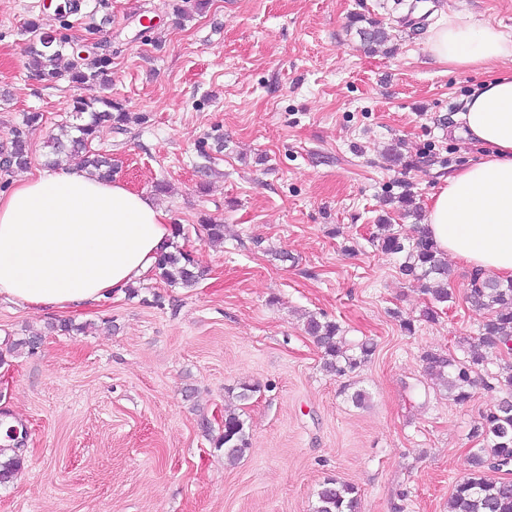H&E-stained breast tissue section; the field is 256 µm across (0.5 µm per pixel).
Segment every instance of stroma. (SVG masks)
Here are the masks:
<instances>
[{"mask_svg": "<svg viewBox=\"0 0 512 512\" xmlns=\"http://www.w3.org/2000/svg\"><path fill=\"white\" fill-rule=\"evenodd\" d=\"M86 3L112 56L106 86L35 77L27 23L60 22L46 0H0V146L42 113L29 133L36 171L74 98L145 115L99 147L132 189L168 185L157 201L202 274L190 288L149 277L137 296L71 315L69 332L0 300V415L27 429L0 512H312L327 478L357 488L360 512H448L471 428L500 392L480 385L456 404L422 357H464L484 316L465 299L470 269L453 260L454 299L426 320L429 296L373 236L384 216L412 235L476 153L451 124L483 75L438 63L430 29L462 16L512 37V0H430L420 13L396 0H210L187 17L181 0ZM358 16L384 25L386 45L364 48ZM218 132L223 152L202 155ZM405 191L417 216L388 203ZM206 217L223 222V242L205 241ZM311 315L373 342V355L346 376L326 372L304 330ZM32 332L33 350L21 344ZM243 383L255 387L246 402ZM230 408L249 431L232 465L200 427Z\"/></svg>", "mask_w": 512, "mask_h": 512, "instance_id": "35a3bbf8", "label": "stroma"}]
</instances>
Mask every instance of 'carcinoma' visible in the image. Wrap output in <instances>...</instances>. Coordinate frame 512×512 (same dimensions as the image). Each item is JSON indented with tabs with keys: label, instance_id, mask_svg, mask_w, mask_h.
I'll use <instances>...</instances> for the list:
<instances>
[{
	"label": "carcinoma",
	"instance_id": "1",
	"mask_svg": "<svg viewBox=\"0 0 512 512\" xmlns=\"http://www.w3.org/2000/svg\"><path fill=\"white\" fill-rule=\"evenodd\" d=\"M83 0H59L56 16L62 21V28L70 27L66 19L81 12ZM31 38L22 49L28 67L41 79L53 81L59 77L56 63L63 50H69L68 77L75 84L105 80L112 69V57L95 49L92 44H79L67 35L46 39L37 20L27 23ZM357 34L366 48H373L387 40L385 28L377 21H370L357 29ZM72 112L80 119L78 123L62 124L58 134L51 137L53 159L48 165L57 167L61 158L102 179H112L115 167L112 157L94 149L93 144L104 130H122L132 121L143 122L144 117L132 116L109 98L87 101L73 100ZM88 119H83V115ZM43 119L40 112H29L23 122L9 131V146L0 150L4 157L0 173L8 175L13 170L29 164L28 128ZM210 242L224 239V224L207 219L201 225ZM374 235L381 250L400 254L403 262L400 273L420 292L430 296L432 302L444 304L452 299L448 290L450 269L443 253L437 248L429 234L420 230L412 238H403L392 231L391 225H377ZM201 275L198 261L193 252L177 250L162 251L157 256L154 276L169 286L184 288L194 286ZM467 302L479 311L487 313L478 329V336L470 344L467 355L461 359L427 353L423 357L425 371L443 382L448 397L458 404L468 402L472 389L481 372L488 371L493 359L504 353L512 354V281L503 282L481 272L470 276L466 292ZM306 333L324 349V369L337 376H343L367 360L374 351L368 341L357 344L358 354H348L345 340L339 336V326L331 321H322L315 316L305 324ZM503 396L474 425L472 434L480 447L470 449V473L457 481L448 499V512H512V480L488 481L483 469L500 470L512 464V361L498 364V371L490 373ZM201 429L212 437L217 448L224 449V459L233 463L249 447V433L242 415L235 412L224 414V422L218 435H213L212 423L202 418ZM12 455L0 461V485L10 482L24 462L22 449L11 448ZM357 489L345 482L329 478L316 493L313 512H358Z\"/></svg>",
	"mask_w": 512,
	"mask_h": 512
}]
</instances>
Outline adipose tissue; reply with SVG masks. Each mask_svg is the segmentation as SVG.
I'll use <instances>...</instances> for the list:
<instances>
[{"mask_svg":"<svg viewBox=\"0 0 512 512\" xmlns=\"http://www.w3.org/2000/svg\"><path fill=\"white\" fill-rule=\"evenodd\" d=\"M432 56L483 72L454 120L475 158L431 197L427 230L471 271L512 279V39L490 22L432 29ZM169 213L147 193L76 166L23 174L0 191V298L34 312L80 313L151 273L174 238Z\"/></svg>","mask_w":512,"mask_h":512,"instance_id":"1","label":"adipose tissue"}]
</instances>
